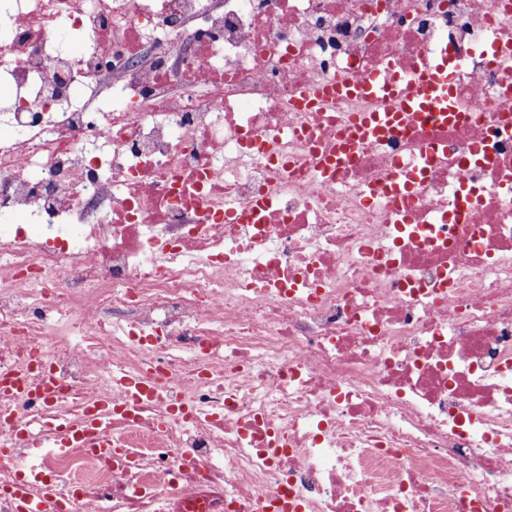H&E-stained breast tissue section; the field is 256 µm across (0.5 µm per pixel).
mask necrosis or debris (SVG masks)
Returning <instances> with one entry per match:
<instances>
[{
  "instance_id": "obj_1",
  "label": "necrosis or debris",
  "mask_w": 512,
  "mask_h": 512,
  "mask_svg": "<svg viewBox=\"0 0 512 512\" xmlns=\"http://www.w3.org/2000/svg\"><path fill=\"white\" fill-rule=\"evenodd\" d=\"M444 52L454 118L297 104ZM511 84L512 0H0V446L78 512H512ZM102 398L119 458L46 449ZM397 115L398 113H386L380 116L378 113H373L357 120L354 127L358 132L362 133L364 137L369 134L377 135L384 131L385 126L393 123L397 119ZM372 123H376V125L372 127Z\"/></svg>"
}]
</instances>
